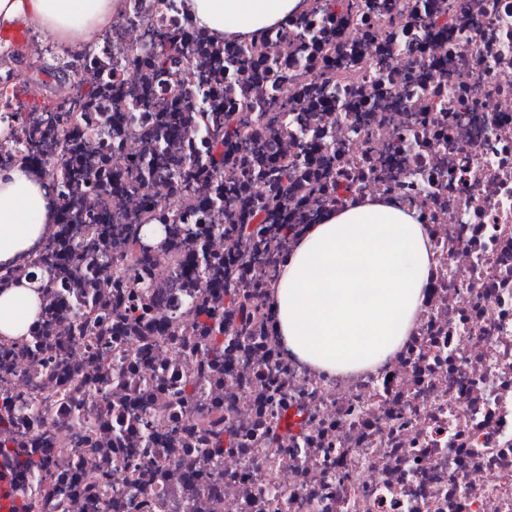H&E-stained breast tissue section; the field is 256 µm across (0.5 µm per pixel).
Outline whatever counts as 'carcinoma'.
Returning a JSON list of instances; mask_svg holds the SVG:
<instances>
[{
    "instance_id": "1",
    "label": "carcinoma",
    "mask_w": 512,
    "mask_h": 512,
    "mask_svg": "<svg viewBox=\"0 0 512 512\" xmlns=\"http://www.w3.org/2000/svg\"><path fill=\"white\" fill-rule=\"evenodd\" d=\"M187 40L197 47L215 51L221 45L200 30L186 32ZM172 49L156 52L149 57L147 74L163 81L173 79L178 72L172 70L173 47L180 44L177 33L169 36ZM91 52L77 55V63L52 67L39 57L31 67L35 73L47 77L67 76L71 72L80 75L78 65L89 60ZM103 92H112V73H106L100 84L88 87V91L70 98L71 105L57 104L51 112L35 104L27 113L21 112V104L14 95L0 92V109L7 110L9 134L14 137L18 150L10 157L0 156V169L9 165L45 162L44 176L58 192L59 216L54 232L40 249L46 266L47 277L43 287H51L53 275L58 269L68 270L84 293L95 288L88 270L112 263L113 255L105 243L88 247L84 240L69 234L72 227L98 225L100 237L112 235L121 251L122 265L114 287L127 293L122 320L131 332L152 331L147 319V306L140 289L155 262L154 253L165 251L171 255L188 253L191 269L205 267L211 271V279L205 288H214L227 295L230 304L241 314L238 335L258 341V313L255 307H242V301L255 290L268 284V277L276 278L282 263V255L270 252L266 246L267 235L274 232L286 242L296 233L292 224H267L263 213L288 208V188L295 171L286 161L265 154L264 145L247 136V128L253 124L249 113L226 112L217 105H210L202 112L170 110L163 106L150 125H137V133L144 143L139 157L117 165L112 161L115 146L112 143L90 145L81 133L80 126L86 113L74 111V106L86 108ZM204 127L207 137L202 154L186 153V143L194 130ZM157 180L168 181L173 191L194 203L204 222L180 223L163 210H154L149 203L147 190ZM252 181L269 189L268 195L249 209L248 222H234V190L238 183ZM102 197L114 192H131L141 197L136 219H148V225L159 228L162 238L156 244L145 241L138 232L143 227L124 224L106 209L87 213L82 201L89 191ZM227 232L233 240H243L247 251L229 253L217 258L207 250V239L214 232ZM197 324L205 335L212 337V355L224 359L226 341L224 315L201 303L196 313ZM277 427L268 434L267 443L277 446L290 435L301 436L307 430L304 413L297 409L276 412ZM201 427L211 452L217 456L234 448L233 437L214 430L206 423Z\"/></svg>"
}]
</instances>
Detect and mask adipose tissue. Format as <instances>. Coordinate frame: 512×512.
Wrapping results in <instances>:
<instances>
[{
	"mask_svg": "<svg viewBox=\"0 0 512 512\" xmlns=\"http://www.w3.org/2000/svg\"><path fill=\"white\" fill-rule=\"evenodd\" d=\"M125 0H0V42L21 25L49 31L72 54L96 42ZM306 0H182L197 29L216 42L255 40ZM58 198L29 165L0 171V266L22 265L54 230ZM433 254L414 211L398 200L331 210L292 243L269 295L285 353L337 378L377 372L401 350L426 298ZM40 285L0 291V335H26L38 318Z\"/></svg>",
	"mask_w": 512,
	"mask_h": 512,
	"instance_id": "ef3b65f1",
	"label": "adipose tissue"
}]
</instances>
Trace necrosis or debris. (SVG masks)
Returning <instances> with one entry per match:
<instances>
[{
	"instance_id": "necrosis-or-debris-1",
	"label": "necrosis or debris",
	"mask_w": 512,
	"mask_h": 512,
	"mask_svg": "<svg viewBox=\"0 0 512 512\" xmlns=\"http://www.w3.org/2000/svg\"><path fill=\"white\" fill-rule=\"evenodd\" d=\"M359 0L356 12L306 11L225 59L265 60L255 79L224 70L228 112L264 122L289 102L271 154L296 166L288 221L363 196H393L427 224L433 276L417 327L378 374L338 380L283 354L273 326L213 369L196 325L201 292L172 288L158 259L145 295L166 336L126 330L95 271L106 334L79 336L75 289L42 293L45 336L0 354V479L18 500L39 489L19 462L46 451L57 500L44 512H512V0ZM113 80L148 121L172 85L144 83L145 56L190 21L169 0H126ZM328 70L324 94L312 91ZM334 157L344 192L312 195ZM302 408L304 437L268 448L272 402ZM219 418L237 439L217 456L193 422ZM154 480L131 482L127 456Z\"/></svg>"
}]
</instances>
